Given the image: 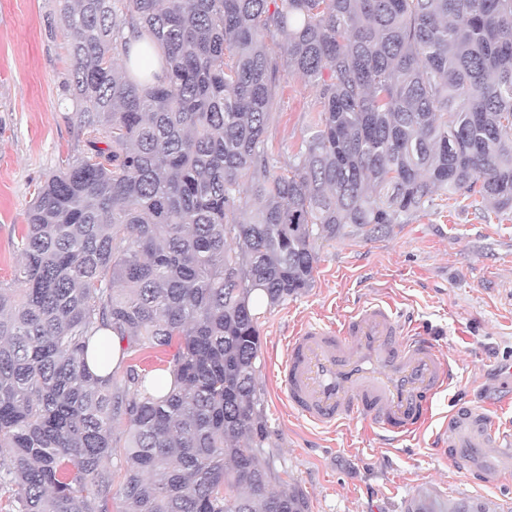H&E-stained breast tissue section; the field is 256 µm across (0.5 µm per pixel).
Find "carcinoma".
<instances>
[{
  "instance_id": "obj_1",
  "label": "carcinoma",
  "mask_w": 512,
  "mask_h": 512,
  "mask_svg": "<svg viewBox=\"0 0 512 512\" xmlns=\"http://www.w3.org/2000/svg\"><path fill=\"white\" fill-rule=\"evenodd\" d=\"M59 2L83 150L40 183L0 281V497L112 512L114 458L121 512H307L261 461L252 296L302 294L318 242L439 191L512 211V0ZM132 37L158 70L129 65ZM286 73L318 119L283 162L266 133ZM103 329L129 362L97 376ZM174 344L157 373L133 358Z\"/></svg>"
}]
</instances>
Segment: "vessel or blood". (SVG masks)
Returning <instances> with one entry per match:
<instances>
[{"mask_svg": "<svg viewBox=\"0 0 512 512\" xmlns=\"http://www.w3.org/2000/svg\"><path fill=\"white\" fill-rule=\"evenodd\" d=\"M290 409L309 423L335 428L364 421L379 436L402 441L429 423L436 396L455 377L452 359L392 300L356 306L339 324L309 322L291 337L279 369ZM512 440L489 408L453 407L432 438L435 449L478 484L501 470L482 465L486 449Z\"/></svg>", "mask_w": 512, "mask_h": 512, "instance_id": "vessel-or-blood-1", "label": "vessel or blood"}]
</instances>
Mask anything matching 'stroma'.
I'll use <instances>...</instances> for the list:
<instances>
[{"label": "stroma", "instance_id": "obj_1", "mask_svg": "<svg viewBox=\"0 0 512 512\" xmlns=\"http://www.w3.org/2000/svg\"><path fill=\"white\" fill-rule=\"evenodd\" d=\"M59 0H0V279H11L14 242L44 176L78 154L63 119L68 37ZM314 93L281 79L268 128L280 158L296 153L313 115ZM392 298L433 334L455 363L453 385L433 414L457 403L484 405L512 395V212L480 196L434 205L372 237L352 232L325 242L310 288L262 308L258 387L264 404L274 488L298 487L309 512H406L415 497L486 500L512 512V472L474 484L431 445V431L387 445L360 421L315 428L291 412L279 366L288 340L310 321L333 323L359 303Z\"/></svg>", "mask_w": 512, "mask_h": 512}]
</instances>
